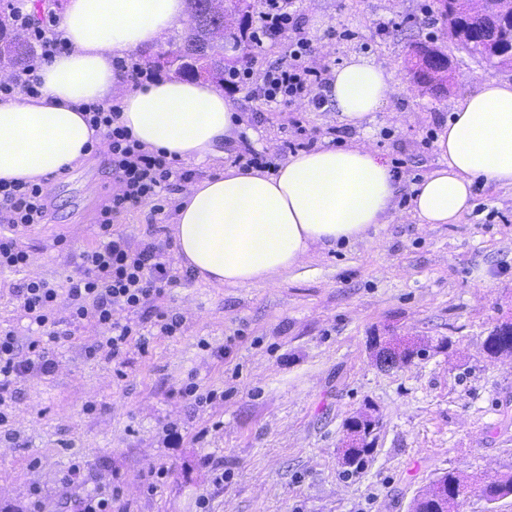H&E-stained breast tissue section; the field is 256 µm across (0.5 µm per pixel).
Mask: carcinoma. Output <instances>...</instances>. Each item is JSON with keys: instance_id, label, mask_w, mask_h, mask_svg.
<instances>
[{"instance_id": "carcinoma-1", "label": "carcinoma", "mask_w": 512, "mask_h": 512, "mask_svg": "<svg viewBox=\"0 0 512 512\" xmlns=\"http://www.w3.org/2000/svg\"><path fill=\"white\" fill-rule=\"evenodd\" d=\"M187 9L191 18L190 27L181 42L171 50V58L166 61L174 74L187 78H197L204 71L208 77L224 82V73L236 70L233 62H224V40L236 44H248L251 37L247 35L249 17H244L243 26L231 27L227 36L214 33L210 23L203 20L208 11L205 0H187ZM448 33L469 54L479 56L489 62H496L495 54L485 41L484 35L473 29H453ZM36 45L22 38L10 29L7 19H0V70L14 72L26 59L34 55ZM484 352L490 358L502 353L512 354V335L500 336L497 330L490 331L484 342ZM375 420L363 417L357 422V430L348 434L350 447L345 449L342 456V466L345 472L359 469L370 454L376 437L370 426ZM464 490L462 480L454 472L438 478L432 488L414 500L413 512H453L457 499ZM512 496V475L490 484L484 489L485 498L496 501Z\"/></svg>"}]
</instances>
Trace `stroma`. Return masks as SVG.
<instances>
[{"mask_svg":"<svg viewBox=\"0 0 512 512\" xmlns=\"http://www.w3.org/2000/svg\"><path fill=\"white\" fill-rule=\"evenodd\" d=\"M294 20L312 44L310 67L329 71L357 51L399 83L368 129L339 122L311 99L267 108L229 90L245 116L236 153L278 163L289 142L368 143L407 188L438 165L433 142L456 101L486 78L512 81L448 39L435 0H295ZM436 39L455 79L447 94L422 93L407 74L412 47ZM116 184L102 153L48 188L46 223L20 238L24 273H0V329L30 358L38 334L10 286L21 277L58 283L95 244L98 213ZM131 244L154 238L174 263L169 221L149 207L115 220ZM183 321L174 336L130 344L121 358L97 347L91 321L62 323L44 339L52 372L19 374L0 405V512H77L86 495L118 491L116 512H410L447 472L465 488L457 512H512L488 502L486 485L512 474V355L482 345L512 320V188L475 182L473 207L456 224L404 217L373 240L309 255L277 285L213 286L186 277L154 303ZM424 339L425 357L381 370L368 339ZM195 383L213 398L195 404ZM376 411L377 440L344 476L346 423ZM81 469L69 479L73 464ZM166 475L155 489L144 478Z\"/></svg>","mask_w":512,"mask_h":512,"instance_id":"stroma-1","label":"stroma"}]
</instances>
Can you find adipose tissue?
Returning <instances> with one entry per match:
<instances>
[{"label": "adipose tissue", "instance_id": "adipose-tissue-1", "mask_svg": "<svg viewBox=\"0 0 512 512\" xmlns=\"http://www.w3.org/2000/svg\"><path fill=\"white\" fill-rule=\"evenodd\" d=\"M187 20L185 0H64L66 48L37 69L38 96L0 101V180L37 183L88 157L101 140L82 110L90 103L117 102L120 124L168 158L223 159L244 126L223 90L173 75L134 87L123 67ZM395 87L392 71L352 53L330 70L325 94L359 128ZM434 147L439 166L408 200L419 223H458L476 180L512 187V82L487 79L460 99ZM399 190L387 161L361 142L286 155L270 173L225 163L179 195L175 257L206 284L273 285L314 251L368 239L398 217Z\"/></svg>", "mask_w": 512, "mask_h": 512}]
</instances>
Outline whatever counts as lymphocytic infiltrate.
<instances>
[{
  "instance_id": "lymphocytic-infiltrate-1",
  "label": "lymphocytic infiltrate",
  "mask_w": 512,
  "mask_h": 512,
  "mask_svg": "<svg viewBox=\"0 0 512 512\" xmlns=\"http://www.w3.org/2000/svg\"><path fill=\"white\" fill-rule=\"evenodd\" d=\"M290 0H260L259 35L284 36L288 39L289 64H273L260 71L249 69L226 75V84L245 87L266 105L289 104L309 97L321 86L318 71L309 67V40L294 34L295 24L289 11ZM16 26L39 47V52L15 74L0 81V98L16 94L37 95V68L63 50L56 31L54 16L33 20L24 5L14 12ZM90 127L100 130L107 148L106 158L117 182V189L104 204L97 218L96 243L79 254L81 263L75 275L69 276L65 288L44 278H28L14 285L13 293L20 310L42 334L57 337L60 320L56 302L59 293L70 300L68 318L84 320L105 327L108 335L103 343L107 355L119 358L132 340L130 322L121 320V312H148L150 305L166 289L178 287L181 278L165 261L160 247L152 242L132 247L114 229L116 215L146 204L154 215L165 214L177 181L186 179L175 160L165 152L148 150L132 138L119 123L116 107L89 104ZM48 215L47 195L42 186L0 180V224L24 230L44 223ZM35 359L19 360L17 339L13 331L0 330V403L11 395L15 375L39 370L50 372L54 366L48 351L31 342Z\"/></svg>"
}]
</instances>
